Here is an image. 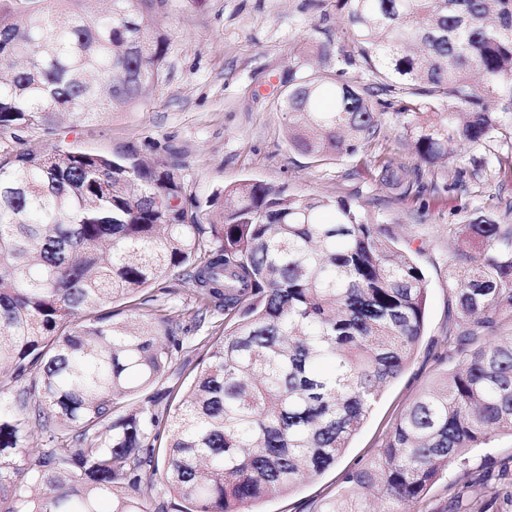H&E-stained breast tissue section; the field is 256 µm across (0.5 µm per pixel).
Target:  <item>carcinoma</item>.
I'll return each mask as SVG.
<instances>
[{"label": "carcinoma", "instance_id": "cac0c4a2", "mask_svg": "<svg viewBox=\"0 0 512 512\" xmlns=\"http://www.w3.org/2000/svg\"><path fill=\"white\" fill-rule=\"evenodd\" d=\"M0 0V133L57 132L136 107L159 81L168 39L153 0ZM352 50L373 82L360 87L318 69L281 92L289 146L324 158L355 154L378 130L375 92L399 85L416 100L418 158L448 144L480 146L512 132V0H336ZM334 105L321 106L327 85ZM448 102V111L435 104ZM406 170L387 160L381 185L400 192ZM189 203L176 165L22 142L0 154V369L28 383L0 404V512H150L137 495L158 471L180 512H254L345 453L382 389L422 336L428 281L397 236L346 198L303 197L258 180ZM448 254L459 328L453 366L419 395L382 440L374 464L346 472L319 512H433L431 486L471 470L470 454L512 435V225L476 217L455 228ZM177 272L193 287L196 320L227 324L201 343L203 366L172 415L177 387L114 417L125 399L162 380L176 320H112L104 307ZM47 436L37 457L23 442ZM461 512H486L485 484Z\"/></svg>", "mask_w": 512, "mask_h": 512}]
</instances>
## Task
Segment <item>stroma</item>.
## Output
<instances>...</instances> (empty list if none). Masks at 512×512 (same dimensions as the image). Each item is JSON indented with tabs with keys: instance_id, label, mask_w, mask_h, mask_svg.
Listing matches in <instances>:
<instances>
[{
	"instance_id": "35a3bbf8",
	"label": "stroma",
	"mask_w": 512,
	"mask_h": 512,
	"mask_svg": "<svg viewBox=\"0 0 512 512\" xmlns=\"http://www.w3.org/2000/svg\"><path fill=\"white\" fill-rule=\"evenodd\" d=\"M153 17L169 42L163 76L144 102L103 114L72 129L61 124L49 145L116 153L132 150L180 168L188 193L207 202L214 190L256 179L302 196L344 197L402 241L418 249L428 280L426 325L413 358L386 386L370 417L336 465L286 495L259 504V512H315L335 495L347 470L370 465L401 412L434 386L447 364L451 229L486 214L512 224V136L480 146L454 145L448 162L423 164L413 149L415 117L398 90L375 98L379 130L352 156L317 160L290 149L279 90L293 76L324 67L337 79L366 85L362 65L344 62L350 41L334 0H160ZM332 42L338 56L324 61L311 46ZM396 159L410 171L405 196L381 186V164ZM189 321L177 332L170 380L186 384L202 351L188 345ZM490 487L512 492V437L500 436L488 458H474Z\"/></svg>"
}]
</instances>
